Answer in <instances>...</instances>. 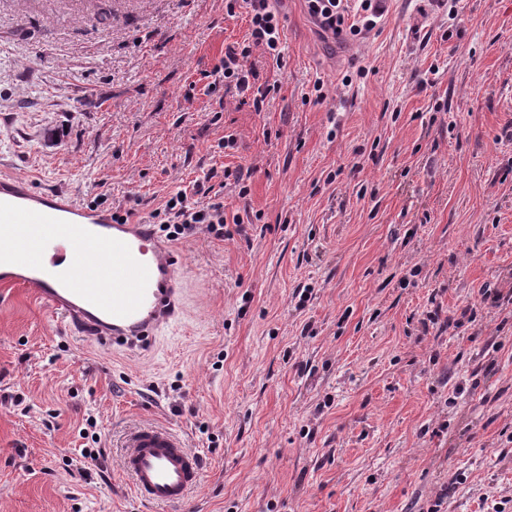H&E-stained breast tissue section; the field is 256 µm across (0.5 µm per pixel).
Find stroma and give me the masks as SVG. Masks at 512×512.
Instances as JSON below:
<instances>
[{
  "label": "stroma",
  "instance_id": "1",
  "mask_svg": "<svg viewBox=\"0 0 512 512\" xmlns=\"http://www.w3.org/2000/svg\"><path fill=\"white\" fill-rule=\"evenodd\" d=\"M275 6L257 112L206 91L248 34L224 0H0V173L138 220L208 181L250 217L172 241L145 351L0 288V512H165L116 464L142 422L203 457L190 512H512V0H385L336 44Z\"/></svg>",
  "mask_w": 512,
  "mask_h": 512
}]
</instances>
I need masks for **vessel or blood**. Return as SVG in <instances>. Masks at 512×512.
<instances>
[{
    "instance_id": "obj_1",
    "label": "vessel or blood",
    "mask_w": 512,
    "mask_h": 512,
    "mask_svg": "<svg viewBox=\"0 0 512 512\" xmlns=\"http://www.w3.org/2000/svg\"><path fill=\"white\" fill-rule=\"evenodd\" d=\"M15 285L99 345L140 347L181 309L178 266L153 225L120 224L70 194L0 175V286ZM118 467L157 505H183L203 480L200 455L153 423L129 431Z\"/></svg>"
}]
</instances>
